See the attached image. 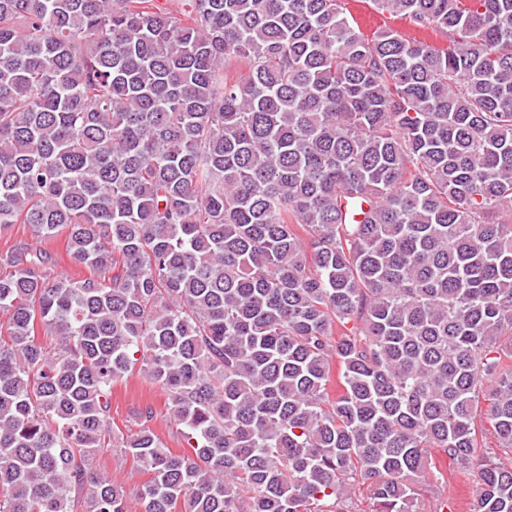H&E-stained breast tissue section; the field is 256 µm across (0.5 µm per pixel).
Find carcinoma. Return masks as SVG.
Listing matches in <instances>:
<instances>
[{
    "label": "carcinoma",
    "mask_w": 512,
    "mask_h": 512,
    "mask_svg": "<svg viewBox=\"0 0 512 512\" xmlns=\"http://www.w3.org/2000/svg\"><path fill=\"white\" fill-rule=\"evenodd\" d=\"M191 2L0 0V237L89 271L0 255V512H128L136 366L142 512H409L435 448L512 512V0ZM350 11L361 29L367 33L372 34L379 26L383 24L384 19L373 10L371 3L365 0H350ZM357 3V4H356ZM19 241L28 242L36 247H46L56 257V271L64 275L80 278L88 274V271L78 267L71 262L66 249V237L62 233L52 241L37 243L31 236V231L26 224H16L11 237L0 238V253L6 251ZM146 406L154 411L150 426L164 447L176 454L187 451L176 426L170 422L167 393L139 373L138 367L121 381L112 384V430L116 445L121 437L139 429L138 414ZM94 465L101 471L112 475V480L123 486L126 494L129 512H140L142 509L138 491L140 486L149 478L147 473L140 470L132 459H125L119 448L104 450L94 459Z\"/></svg>",
    "instance_id": "carcinoma-1"
}]
</instances>
